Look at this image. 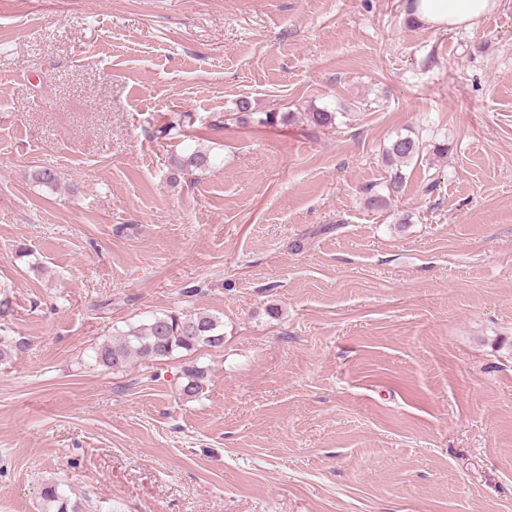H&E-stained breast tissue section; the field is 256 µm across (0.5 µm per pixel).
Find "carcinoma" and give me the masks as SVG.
Instances as JSON below:
<instances>
[{
    "label": "carcinoma",
    "instance_id": "cac0c4a2",
    "mask_svg": "<svg viewBox=\"0 0 512 512\" xmlns=\"http://www.w3.org/2000/svg\"><path fill=\"white\" fill-rule=\"evenodd\" d=\"M308 120L319 129L332 128L336 124V113L314 108L308 113ZM423 151V144L409 135H398L391 141L386 150V162L392 167L390 179L385 181L381 190L370 194L371 206L382 208L391 197L404 191L402 167L419 160ZM175 165L179 171L192 174L207 170L213 161L208 151L195 148L176 158ZM223 344L224 332L219 318L206 313L183 315L171 312L157 315L145 324L131 326L120 335L101 343L94 350L93 359L98 366L114 371L125 367L133 358L164 360L179 350L191 351ZM184 377L183 394L195 396L203 390L206 370L193 366L185 370ZM41 498L47 512H82L81 502L71 498L57 482L46 483Z\"/></svg>",
    "mask_w": 512,
    "mask_h": 512
}]
</instances>
